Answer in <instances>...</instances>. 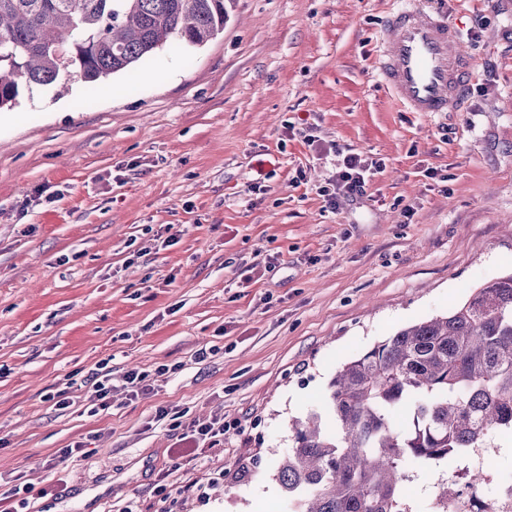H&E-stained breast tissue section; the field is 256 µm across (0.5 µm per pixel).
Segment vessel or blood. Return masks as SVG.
I'll return each instance as SVG.
<instances>
[{"label":"vessel or blood","instance_id":"1","mask_svg":"<svg viewBox=\"0 0 512 512\" xmlns=\"http://www.w3.org/2000/svg\"><path fill=\"white\" fill-rule=\"evenodd\" d=\"M379 41L377 73L400 107L425 115L461 109L471 66L448 22L401 7L384 21Z\"/></svg>","mask_w":512,"mask_h":512}]
</instances>
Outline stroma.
I'll return each mask as SVG.
<instances>
[{"label": "stroma", "mask_w": 512, "mask_h": 512, "mask_svg": "<svg viewBox=\"0 0 512 512\" xmlns=\"http://www.w3.org/2000/svg\"><path fill=\"white\" fill-rule=\"evenodd\" d=\"M415 2L479 29L461 111H401L376 78L396 0H234L116 96L74 78L0 110V479L32 512H285L277 465L336 369L512 271V0ZM339 149L381 169L333 210ZM162 409L223 418V444L173 469ZM98 380L93 384L91 394L87 401L93 406L89 412L96 415L100 410H106L109 407L110 395L112 393V371L111 369L96 373ZM95 379V380H96Z\"/></svg>", "instance_id": "35a3bbf8"}]
</instances>
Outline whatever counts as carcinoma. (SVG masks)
<instances>
[{
  "label": "carcinoma",
  "mask_w": 512,
  "mask_h": 512,
  "mask_svg": "<svg viewBox=\"0 0 512 512\" xmlns=\"http://www.w3.org/2000/svg\"><path fill=\"white\" fill-rule=\"evenodd\" d=\"M232 0H0V109L23 89L95 82L167 40L224 33ZM512 434V273L340 365L325 415L295 426L277 477L288 512H409L407 468L454 470Z\"/></svg>",
  "instance_id": "cac0c4a2"
}]
</instances>
